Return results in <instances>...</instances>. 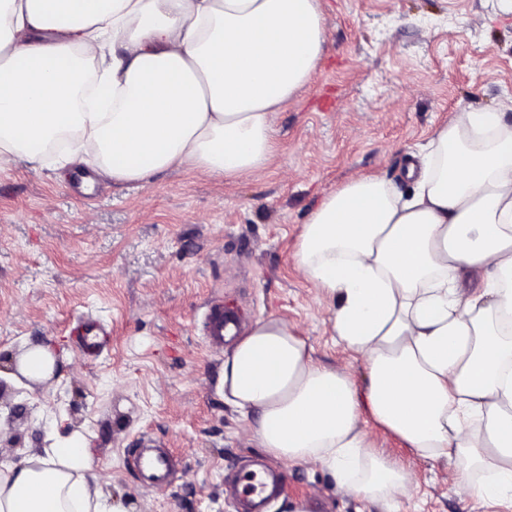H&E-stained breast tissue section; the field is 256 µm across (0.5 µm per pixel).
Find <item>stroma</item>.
I'll use <instances>...</instances> for the list:
<instances>
[{
	"mask_svg": "<svg viewBox=\"0 0 512 512\" xmlns=\"http://www.w3.org/2000/svg\"><path fill=\"white\" fill-rule=\"evenodd\" d=\"M324 57L278 114L266 168L227 184L194 171L145 186L58 175L19 160L0 171V367L27 340L51 342L59 366L32 390L5 385L0 461L36 454L54 420L83 431L100 492L123 512H237L229 479L267 461L242 439L246 420L220 391L223 350L198 321L219 300L241 325L287 318L314 360L368 371L326 329L331 305L292 255L322 196L363 172L403 190L412 153L455 112H503L512 123V0H321ZM90 315L109 341L94 359L73 328ZM380 453L414 476L401 512H512L457 488V466L416 453L373 426ZM161 439L179 459L172 482L144 486L130 468L139 438ZM284 482L263 512H381L340 492L331 476L280 464Z\"/></svg>",
	"mask_w": 512,
	"mask_h": 512,
	"instance_id": "stroma-1",
	"label": "stroma"
}]
</instances>
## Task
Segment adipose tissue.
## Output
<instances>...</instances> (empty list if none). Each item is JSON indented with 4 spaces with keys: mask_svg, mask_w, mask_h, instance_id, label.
Instances as JSON below:
<instances>
[{
    "mask_svg": "<svg viewBox=\"0 0 512 512\" xmlns=\"http://www.w3.org/2000/svg\"><path fill=\"white\" fill-rule=\"evenodd\" d=\"M321 0H0V169L91 163L141 185L170 169L234 182L264 169L275 115L317 70ZM400 192L374 173L329 191L294 261L331 302L332 336L369 371L317 364L287 320L256 319L220 389L272 458L331 474L397 512L413 479L375 451V423L417 455L455 461L464 494L512 499V124L458 112ZM52 344L0 377L50 379ZM42 454L0 463V512H115L92 489L82 431L54 424Z\"/></svg>",
    "mask_w": 512,
    "mask_h": 512,
    "instance_id": "ef3b65f1",
    "label": "adipose tissue"
}]
</instances>
